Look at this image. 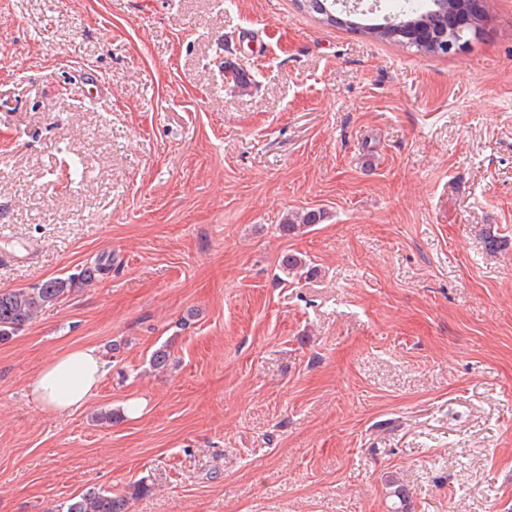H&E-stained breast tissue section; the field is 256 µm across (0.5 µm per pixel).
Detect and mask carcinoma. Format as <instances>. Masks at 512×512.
Segmentation results:
<instances>
[{
    "instance_id": "carcinoma-1",
    "label": "carcinoma",
    "mask_w": 512,
    "mask_h": 512,
    "mask_svg": "<svg viewBox=\"0 0 512 512\" xmlns=\"http://www.w3.org/2000/svg\"><path fill=\"white\" fill-rule=\"evenodd\" d=\"M395 11L406 16V25L422 27L427 30V41L419 43L406 37L405 29H380L377 24L360 26L361 32L371 37L406 47H414L427 55H439L445 52L444 44L448 18L442 11H431L426 0H402ZM322 222L319 211H308L288 219L281 225V231L295 235ZM110 264L101 257L92 268L83 274L69 278H50L31 288H13L0 290V343L7 342L29 325L35 316L47 305L54 304L74 288L90 282L94 275L107 271ZM285 275L296 277L312 272L307 261L295 254H289L282 260ZM171 361V347L163 344L151 355L150 364L156 370L168 367ZM128 500L124 495L106 490H89L71 500L66 505V512H127Z\"/></svg>"
}]
</instances>
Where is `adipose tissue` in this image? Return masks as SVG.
Masks as SVG:
<instances>
[{"label": "adipose tissue", "mask_w": 512, "mask_h": 512, "mask_svg": "<svg viewBox=\"0 0 512 512\" xmlns=\"http://www.w3.org/2000/svg\"><path fill=\"white\" fill-rule=\"evenodd\" d=\"M106 373L98 345L73 347L42 366L27 388L28 397L42 411L63 415L90 403Z\"/></svg>", "instance_id": "1"}]
</instances>
